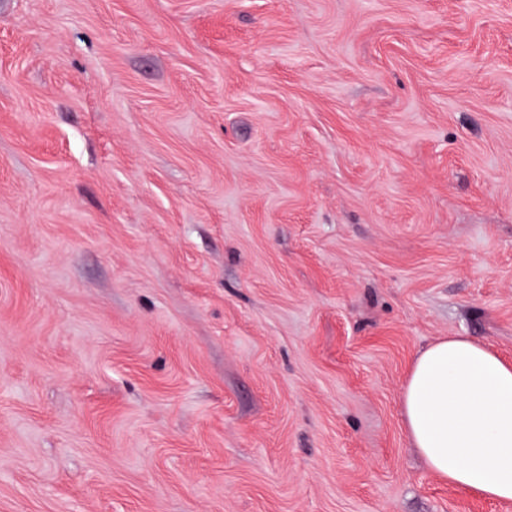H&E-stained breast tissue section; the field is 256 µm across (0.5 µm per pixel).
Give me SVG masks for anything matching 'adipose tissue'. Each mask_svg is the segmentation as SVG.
Wrapping results in <instances>:
<instances>
[{
    "label": "adipose tissue",
    "instance_id": "adipose-tissue-1",
    "mask_svg": "<svg viewBox=\"0 0 512 512\" xmlns=\"http://www.w3.org/2000/svg\"><path fill=\"white\" fill-rule=\"evenodd\" d=\"M407 434L440 480L512 501V362L465 336L415 358L403 386Z\"/></svg>",
    "mask_w": 512,
    "mask_h": 512
}]
</instances>
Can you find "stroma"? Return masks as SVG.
<instances>
[{"mask_svg":"<svg viewBox=\"0 0 512 512\" xmlns=\"http://www.w3.org/2000/svg\"><path fill=\"white\" fill-rule=\"evenodd\" d=\"M444 336L512 361V0H0V512H512ZM407 434L440 480L512 501V362L448 336L423 349L403 386Z\"/></svg>","mask_w":512,"mask_h":512,"instance_id":"obj_1","label":"stroma"}]
</instances>
